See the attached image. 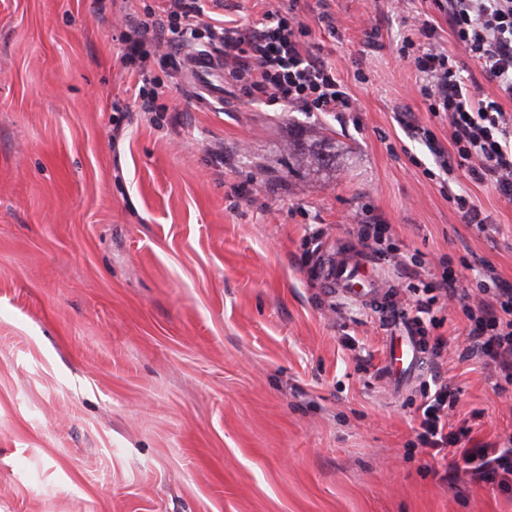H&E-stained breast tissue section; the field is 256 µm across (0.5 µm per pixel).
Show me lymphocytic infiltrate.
Returning <instances> with one entry per match:
<instances>
[{
    "label": "lymphocytic infiltrate",
    "mask_w": 512,
    "mask_h": 512,
    "mask_svg": "<svg viewBox=\"0 0 512 512\" xmlns=\"http://www.w3.org/2000/svg\"><path fill=\"white\" fill-rule=\"evenodd\" d=\"M160 12L127 17L132 29L121 61L137 80L141 107L153 111L159 84L145 75L147 42L173 49L179 37L205 25L200 0H163ZM447 16L453 45L432 42L430 21H421L417 37H404L400 58L413 69L416 90L431 117L445 121L449 146H442L423 125L410 131L428 148L442 174L463 171L471 181L491 186L512 203V0H436ZM224 52V72L239 83L251 102L283 105L301 112H351L354 102L323 55L311 50L312 29L305 22L301 0L271 6L258 17L233 21L211 34ZM479 64L482 81L465 74L467 61ZM498 94H485L483 82ZM436 277L424 284L425 294L413 301L415 325H437V311L456 305L467 319V351L492 368L501 382L512 383V289L499 285L495 268L482 263L475 288L453 259H440ZM416 437L429 450L454 449L457 472L472 480L512 490V433L493 442L473 440L468 419L450 422L458 405L455 389L440 382L424 390Z\"/></svg>",
    "instance_id": "1"
}]
</instances>
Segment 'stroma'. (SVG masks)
Instances as JSON below:
<instances>
[{"mask_svg": "<svg viewBox=\"0 0 512 512\" xmlns=\"http://www.w3.org/2000/svg\"><path fill=\"white\" fill-rule=\"evenodd\" d=\"M314 42L353 112L257 105L225 81L196 99L183 40L147 66L153 112L121 62L122 13L158 0H0V512H512V493L447 472L416 445L432 380L512 433V386L465 357L466 320L415 386L382 378L383 330L323 264L390 224L378 268L401 306L434 257L491 262L512 287V205L433 157L398 120L429 114L398 50L434 0H327ZM336 167L305 173L324 141ZM490 219L461 222L449 192ZM418 261L417 271L406 269ZM377 215H372L358 224L357 235L361 243L371 249L376 255H384V250L379 246L388 240L389 224Z\"/></svg>", "mask_w": 512, "mask_h": 512, "instance_id": "35a3bbf8", "label": "stroma"}]
</instances>
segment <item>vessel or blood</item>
Masks as SVG:
<instances>
[{
    "label": "vessel or blood",
    "mask_w": 512,
    "mask_h": 512,
    "mask_svg": "<svg viewBox=\"0 0 512 512\" xmlns=\"http://www.w3.org/2000/svg\"><path fill=\"white\" fill-rule=\"evenodd\" d=\"M224 70L221 52L197 51L186 55L184 76L187 84L205 101L223 102L224 84L220 76ZM326 282L337 296L365 306L383 303V280L372 260L350 250L337 252L327 268ZM383 377L397 393L412 385L425 362L420 338L408 316L393 311L383 327Z\"/></svg>",
    "instance_id": "1"
}]
</instances>
